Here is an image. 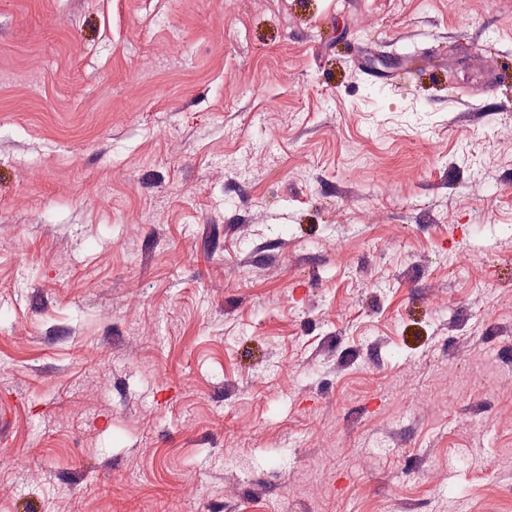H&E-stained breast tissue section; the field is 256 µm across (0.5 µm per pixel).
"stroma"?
<instances>
[{
    "instance_id": "obj_1",
    "label": "stroma",
    "mask_w": 512,
    "mask_h": 512,
    "mask_svg": "<svg viewBox=\"0 0 512 512\" xmlns=\"http://www.w3.org/2000/svg\"><path fill=\"white\" fill-rule=\"evenodd\" d=\"M512 0H0V512H512Z\"/></svg>"
}]
</instances>
